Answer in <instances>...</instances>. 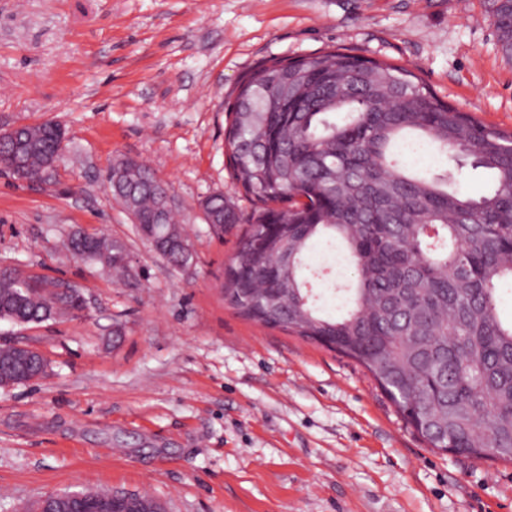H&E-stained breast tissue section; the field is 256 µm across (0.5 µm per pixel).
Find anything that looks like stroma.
I'll list each match as a JSON object with an SVG mask.
<instances>
[{
	"mask_svg": "<svg viewBox=\"0 0 512 512\" xmlns=\"http://www.w3.org/2000/svg\"><path fill=\"white\" fill-rule=\"evenodd\" d=\"M331 48L405 66L512 131L487 0H0V130L67 133L49 181L0 173V268L68 280L86 301L0 320V345L48 361L0 388V512L82 489L165 512H512V464L428 447L362 366L224 301L245 227L217 236L200 203L253 207L227 166L224 102L259 63ZM122 156L167 183L190 264L154 253L112 196ZM78 229L121 240L129 272L68 252ZM344 256L319 241L306 259L329 314L353 279Z\"/></svg>",
	"mask_w": 512,
	"mask_h": 512,
	"instance_id": "1",
	"label": "stroma"
}]
</instances>
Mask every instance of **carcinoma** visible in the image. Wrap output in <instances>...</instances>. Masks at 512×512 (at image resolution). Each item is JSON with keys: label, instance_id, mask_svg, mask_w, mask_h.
Here are the masks:
<instances>
[{"label": "carcinoma", "instance_id": "1", "mask_svg": "<svg viewBox=\"0 0 512 512\" xmlns=\"http://www.w3.org/2000/svg\"><path fill=\"white\" fill-rule=\"evenodd\" d=\"M503 56L512 61V5L489 0ZM232 178L263 204L249 215L224 195L201 203L218 229L247 224L224 272V300L242 316L304 339L330 342L367 370L431 448L448 429L459 455L512 463V319L499 313L512 284V132L474 120L438 98L409 69L338 48L270 59L238 82L226 107ZM62 129L16 128L0 145V169L42 177ZM434 144L452 161L489 171L478 197L453 170L421 176L402 147ZM149 247L174 266L193 259L166 200V185L137 160L108 175ZM286 203L285 209L275 208ZM340 241L354 266L346 311L324 315L307 288L313 242ZM67 248L113 269L126 247L73 234ZM59 280L0 270V319L42 323L83 305ZM32 370L0 347V376L21 384Z\"/></svg>", "mask_w": 512, "mask_h": 512}]
</instances>
